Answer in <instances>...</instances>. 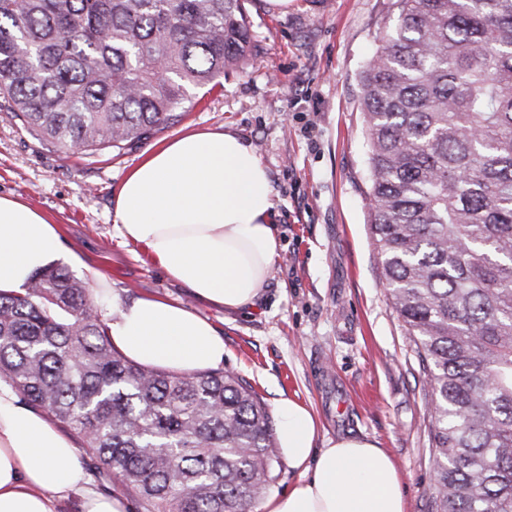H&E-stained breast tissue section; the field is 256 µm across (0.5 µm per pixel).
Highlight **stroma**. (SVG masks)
<instances>
[{"instance_id":"obj_1","label":"stroma","mask_w":512,"mask_h":512,"mask_svg":"<svg viewBox=\"0 0 512 512\" xmlns=\"http://www.w3.org/2000/svg\"><path fill=\"white\" fill-rule=\"evenodd\" d=\"M247 11L252 60L152 142L230 129L255 148L282 246L257 308L227 312L193 299L120 236L115 198L146 144L65 153L0 112V196L59 225L64 253L81 259L70 270L91 298L95 269L121 299L158 296L206 316L224 337V370L266 405L284 395L311 406L317 447L347 435L377 441L400 474L407 512H432L428 387L381 282L368 223L361 76L379 33L396 21L395 0H249Z\"/></svg>"}]
</instances>
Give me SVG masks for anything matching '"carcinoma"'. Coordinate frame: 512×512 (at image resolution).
Here are the masks:
<instances>
[{
	"label": "carcinoma",
	"mask_w": 512,
	"mask_h": 512,
	"mask_svg": "<svg viewBox=\"0 0 512 512\" xmlns=\"http://www.w3.org/2000/svg\"><path fill=\"white\" fill-rule=\"evenodd\" d=\"M247 0H0V112L62 150L177 123L254 45ZM361 79L370 231L429 387L434 512H512V0H396ZM63 267L0 292V384L82 441L143 512H247L275 486L272 418L222 369L112 344Z\"/></svg>",
	"instance_id": "carcinoma-1"
}]
</instances>
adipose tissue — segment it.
Masks as SVG:
<instances>
[{
    "mask_svg": "<svg viewBox=\"0 0 512 512\" xmlns=\"http://www.w3.org/2000/svg\"><path fill=\"white\" fill-rule=\"evenodd\" d=\"M275 202L254 148L236 134L188 133L149 147L116 197L121 237L143 245L170 278L210 305L237 312L264 293L280 242ZM63 257L43 213L0 196V292L22 291L32 274ZM109 335L127 358L186 373L224 362V338L205 317L155 296L113 299ZM283 459L303 477L255 512H406L400 475L372 441L346 436L316 445L311 411L291 398L275 405ZM73 441L42 411L0 386V512H58L71 496L81 512H127L86 486Z\"/></svg>",
    "mask_w": 512,
    "mask_h": 512,
    "instance_id": "ef3b65f1",
    "label": "adipose tissue"
}]
</instances>
